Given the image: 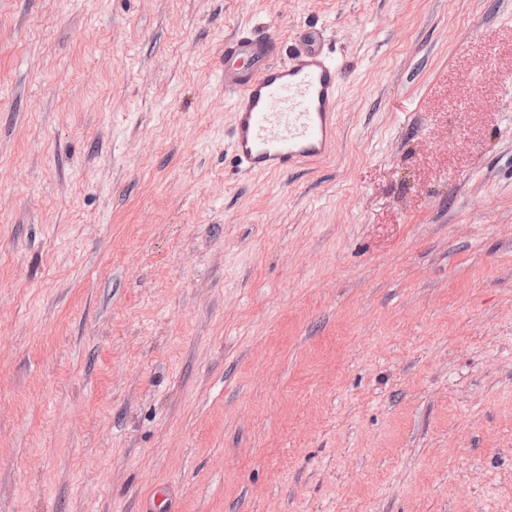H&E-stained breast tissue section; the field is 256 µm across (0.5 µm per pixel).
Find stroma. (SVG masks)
<instances>
[{
	"mask_svg": "<svg viewBox=\"0 0 512 512\" xmlns=\"http://www.w3.org/2000/svg\"><path fill=\"white\" fill-rule=\"evenodd\" d=\"M252 26L332 161L226 154ZM0 512H512V0H0Z\"/></svg>",
	"mask_w": 512,
	"mask_h": 512,
	"instance_id": "obj_1",
	"label": "stroma"
}]
</instances>
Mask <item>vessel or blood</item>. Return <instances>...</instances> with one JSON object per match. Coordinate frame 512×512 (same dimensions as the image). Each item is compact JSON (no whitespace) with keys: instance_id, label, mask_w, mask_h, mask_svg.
<instances>
[{"instance_id":"vessel-or-blood-1","label":"vessel or blood","mask_w":512,"mask_h":512,"mask_svg":"<svg viewBox=\"0 0 512 512\" xmlns=\"http://www.w3.org/2000/svg\"><path fill=\"white\" fill-rule=\"evenodd\" d=\"M342 67L323 46L297 48L256 31L224 44L232 94L228 151L248 171H281L326 160L336 148Z\"/></svg>"}]
</instances>
